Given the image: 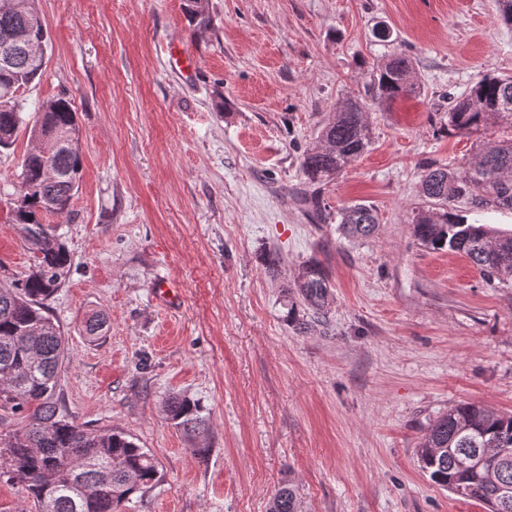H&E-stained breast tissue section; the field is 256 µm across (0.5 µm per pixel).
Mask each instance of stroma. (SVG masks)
Returning a JSON list of instances; mask_svg holds the SVG:
<instances>
[{
    "mask_svg": "<svg viewBox=\"0 0 512 512\" xmlns=\"http://www.w3.org/2000/svg\"><path fill=\"white\" fill-rule=\"evenodd\" d=\"M38 8L50 47L25 111L69 97L83 156L70 215L46 219L72 258L47 302L68 348L58 403L156 458L160 481L130 512H269L285 485L301 512H486L435 485L417 446L457 403L512 412V284L426 248L412 219L432 207L426 162L462 165L512 135L448 131L450 97L512 76L498 0H208L203 33L183 0ZM175 44L192 80L166 64ZM394 53L418 92L387 103L371 79ZM349 98L368 105L371 144L310 184L302 155ZM32 145L22 130L0 149L5 285L31 263L9 211ZM358 201L379 229L348 240L336 213ZM311 260L329 306L301 331L311 312L289 285ZM175 395L201 403L206 436L174 426Z\"/></svg>",
    "mask_w": 512,
    "mask_h": 512,
    "instance_id": "stroma-1",
    "label": "stroma"
}]
</instances>
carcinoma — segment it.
Wrapping results in <instances>:
<instances>
[{"instance_id": "1", "label": "carcinoma", "mask_w": 512, "mask_h": 512, "mask_svg": "<svg viewBox=\"0 0 512 512\" xmlns=\"http://www.w3.org/2000/svg\"><path fill=\"white\" fill-rule=\"evenodd\" d=\"M183 10L194 30L210 28L207 0H184ZM18 32L49 45L37 0H0V148L11 147L26 122L19 92L43 74V64H33L21 54L4 59V47ZM416 92L410 59L392 55L374 79V96L394 101ZM505 120L512 121L511 76H481L448 105L450 132L475 134ZM29 133L35 146L21 164L17 192L24 194V202L13 207L12 223L25 233L32 263L23 278L0 285V420L6 414L18 416L23 425L0 431V476L26 487L35 512H121L159 481L155 458L122 432L74 423L55 402L67 351L45 301L60 288L71 257L63 243L45 236L43 217L69 214L80 183L81 137L71 99L43 102ZM319 139L301 161L313 184L335 178L368 148L366 104L345 103L324 124ZM421 189L436 210L414 216V236L434 251L466 256L489 283L512 282V229L470 222L453 209L454 202L465 200L476 212L512 210V138L483 146L473 161L458 169L426 164ZM336 220L340 234L350 238L369 237L378 227L375 209L364 203L342 208ZM293 287L314 319L323 322L330 284L321 265L303 264ZM167 410L175 426L206 432L198 401L171 397ZM481 448H496L512 457V414L463 402L434 421L417 456L434 483L488 507L499 504L500 486L512 485V465L493 475L486 464L462 467L463 450L473 454ZM270 512H298L293 491L280 489Z\"/></svg>"}]
</instances>
